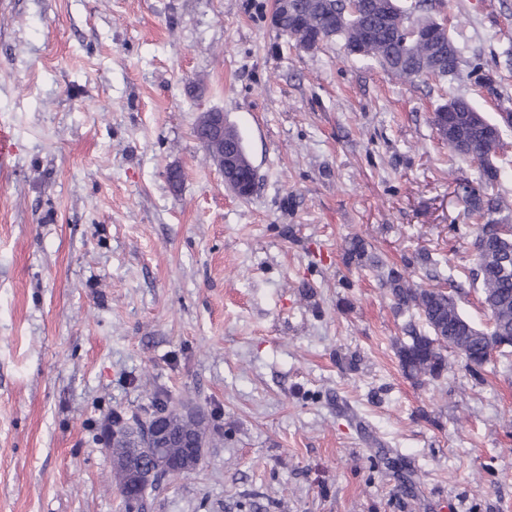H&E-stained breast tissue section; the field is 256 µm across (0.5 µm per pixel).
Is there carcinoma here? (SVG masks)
Listing matches in <instances>:
<instances>
[{"instance_id":"cac0c4a2","label":"carcinoma","mask_w":512,"mask_h":512,"mask_svg":"<svg viewBox=\"0 0 512 512\" xmlns=\"http://www.w3.org/2000/svg\"><path fill=\"white\" fill-rule=\"evenodd\" d=\"M298 4L297 13L282 18V33L290 39L321 33L327 39H341L346 46L365 42L370 52L368 60L404 81L453 76L458 70L461 57L449 58L436 70L423 47L404 39V26L412 15L410 7H400L385 19L374 8L351 14L348 0H298ZM448 125V148L454 152L458 144L467 145L468 149L458 156L476 167L480 175L479 182H461L459 189L469 214L479 220L473 225V248L477 252L470 274L480 281L483 304L490 312V328L476 327L459 311L455 299L442 289L416 284L403 272L388 268L381 275V285L399 312L412 311L422 322L420 329L407 323L406 338L400 340L397 348L404 373L417 381L441 377L448 371L450 354L463 358L469 367H481L492 337L512 338V224H501L491 218L500 209V203L496 195L488 193L512 176L511 170L499 165L497 153L490 151L487 131L498 123L487 118L479 121L471 112H454L448 117ZM345 260L376 269L385 267L382 259L357 239L348 243ZM152 399L158 405L149 419L167 415L174 430L185 436L192 447L205 448L220 437L202 411L189 410L183 404L170 406L161 401V394L156 391ZM145 426V420L138 414H114L103 430L104 438H112L111 483L129 510L133 508L130 490L137 466L132 449L146 447Z\"/></svg>"}]
</instances>
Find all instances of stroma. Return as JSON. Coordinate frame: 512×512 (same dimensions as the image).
Wrapping results in <instances>:
<instances>
[{"instance_id": "35a3bbf8", "label": "stroma", "mask_w": 512, "mask_h": 512, "mask_svg": "<svg viewBox=\"0 0 512 512\" xmlns=\"http://www.w3.org/2000/svg\"><path fill=\"white\" fill-rule=\"evenodd\" d=\"M275 0H0V512H125L113 413L142 383L224 438L163 480L150 512H512V362L415 381L358 237L489 314L448 99L512 113V0H427L464 49L404 82L306 51ZM223 112L257 173L236 197L194 137ZM453 277H446V270ZM345 260L347 263L356 262L360 266H367L372 268H384L385 263L382 259L375 254L369 252L361 240L352 239L348 243L345 250Z\"/></svg>"}]
</instances>
